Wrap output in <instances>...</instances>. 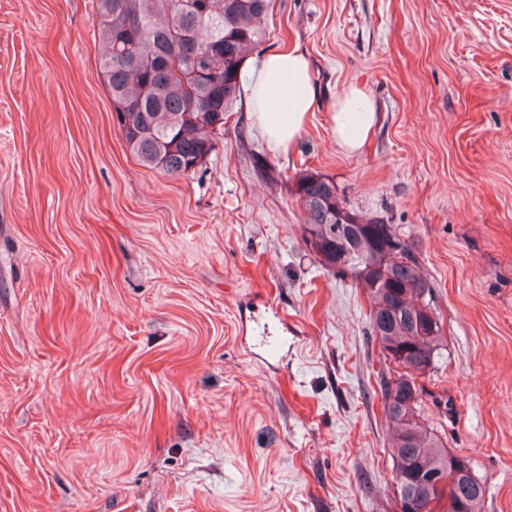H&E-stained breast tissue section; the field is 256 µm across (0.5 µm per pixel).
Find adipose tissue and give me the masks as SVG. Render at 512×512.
Wrapping results in <instances>:
<instances>
[{
	"mask_svg": "<svg viewBox=\"0 0 512 512\" xmlns=\"http://www.w3.org/2000/svg\"><path fill=\"white\" fill-rule=\"evenodd\" d=\"M243 94L266 151L273 156L289 153L312 116L316 97L305 55L291 46L263 54L249 72ZM331 120L338 146L351 154L361 150L377 121L366 88L348 86L337 97Z\"/></svg>",
	"mask_w": 512,
	"mask_h": 512,
	"instance_id": "obj_1",
	"label": "adipose tissue"
}]
</instances>
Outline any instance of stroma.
I'll return each instance as SVG.
<instances>
[{"label":"stroma","instance_id":"stroma-1","mask_svg":"<svg viewBox=\"0 0 512 512\" xmlns=\"http://www.w3.org/2000/svg\"><path fill=\"white\" fill-rule=\"evenodd\" d=\"M96 0H0V512H397L370 301L309 250L298 174L395 225L444 326L422 416L512 512V0H273L319 88L271 156L237 102L144 168ZM379 114L361 152L330 112ZM334 108L331 120L336 143L347 153L358 152L377 121L369 93L363 86L350 85L336 98Z\"/></svg>","mask_w":512,"mask_h":512}]
</instances>
